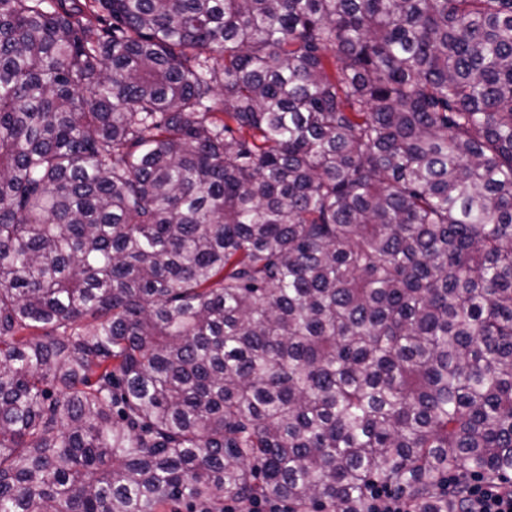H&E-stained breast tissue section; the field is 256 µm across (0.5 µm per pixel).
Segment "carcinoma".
<instances>
[{
	"instance_id": "obj_1",
	"label": "carcinoma",
	"mask_w": 512,
	"mask_h": 512,
	"mask_svg": "<svg viewBox=\"0 0 512 512\" xmlns=\"http://www.w3.org/2000/svg\"><path fill=\"white\" fill-rule=\"evenodd\" d=\"M450 469L512 482V0H0V512Z\"/></svg>"
}]
</instances>
